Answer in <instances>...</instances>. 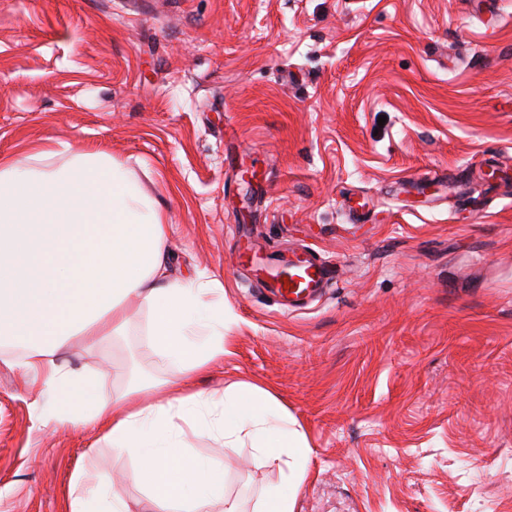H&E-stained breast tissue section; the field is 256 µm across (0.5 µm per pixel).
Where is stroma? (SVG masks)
<instances>
[{
	"mask_svg": "<svg viewBox=\"0 0 512 512\" xmlns=\"http://www.w3.org/2000/svg\"><path fill=\"white\" fill-rule=\"evenodd\" d=\"M40 145L133 169L170 278L222 283L226 353L195 386L275 395L311 449L295 512H512V0H0V156ZM243 234L334 259L336 284L282 312ZM146 322L73 340L71 365L111 396L171 378ZM17 355L0 348V512H63L78 467L157 512L129 456L44 421ZM183 442L243 512L281 481L250 441Z\"/></svg>",
	"mask_w": 512,
	"mask_h": 512,
	"instance_id": "obj_1",
	"label": "stroma"
}]
</instances>
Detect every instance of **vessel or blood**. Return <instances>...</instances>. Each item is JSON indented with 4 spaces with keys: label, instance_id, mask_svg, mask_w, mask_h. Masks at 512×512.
<instances>
[{
    "label": "vessel or blood",
    "instance_id": "obj_1",
    "mask_svg": "<svg viewBox=\"0 0 512 512\" xmlns=\"http://www.w3.org/2000/svg\"><path fill=\"white\" fill-rule=\"evenodd\" d=\"M238 256L244 266L265 272V286L270 294L291 310L304 308L327 288L336 272L334 263L318 259L305 249L285 254L274 252L261 262L250 246L242 245Z\"/></svg>",
    "mask_w": 512,
    "mask_h": 512
}]
</instances>
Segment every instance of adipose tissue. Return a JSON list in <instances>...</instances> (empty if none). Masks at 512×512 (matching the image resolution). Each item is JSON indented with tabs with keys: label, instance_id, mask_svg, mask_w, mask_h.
Segmentation results:
<instances>
[{
	"label": "adipose tissue",
	"instance_id": "1",
	"mask_svg": "<svg viewBox=\"0 0 512 512\" xmlns=\"http://www.w3.org/2000/svg\"><path fill=\"white\" fill-rule=\"evenodd\" d=\"M56 155L36 148L0 159V342L22 347L23 366L43 372L48 418L100 432L132 458L130 480L160 512H208L217 499L224 512H241L224 496L222 471L182 451L181 422L227 448L249 438L259 462L282 474L255 512H294L310 448L275 397L246 383L209 394L192 386L224 356V308L210 299L219 283L169 278L166 214L131 170L95 149L60 167ZM132 297L148 310L150 348L176 369L157 399L146 396L150 382L106 396L104 375H86L65 358L73 339L93 346L126 335ZM65 512L130 507L108 478L78 469Z\"/></svg>",
	"mask_w": 512,
	"mask_h": 512
}]
</instances>
